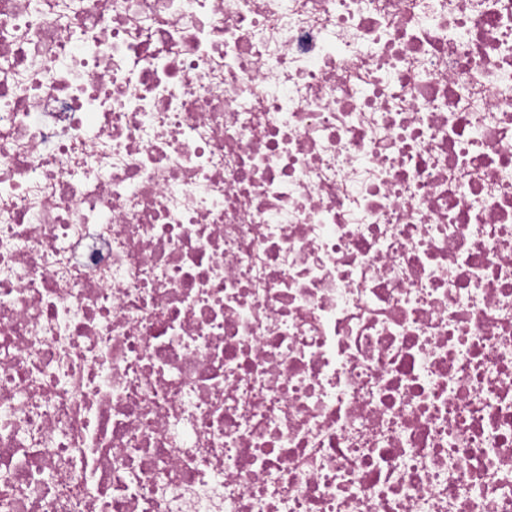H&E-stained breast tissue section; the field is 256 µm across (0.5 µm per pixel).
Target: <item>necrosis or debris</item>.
Masks as SVG:
<instances>
[{"label":"necrosis or debris","instance_id":"1","mask_svg":"<svg viewBox=\"0 0 512 512\" xmlns=\"http://www.w3.org/2000/svg\"><path fill=\"white\" fill-rule=\"evenodd\" d=\"M0 512H512V0H0Z\"/></svg>","mask_w":512,"mask_h":512}]
</instances>
